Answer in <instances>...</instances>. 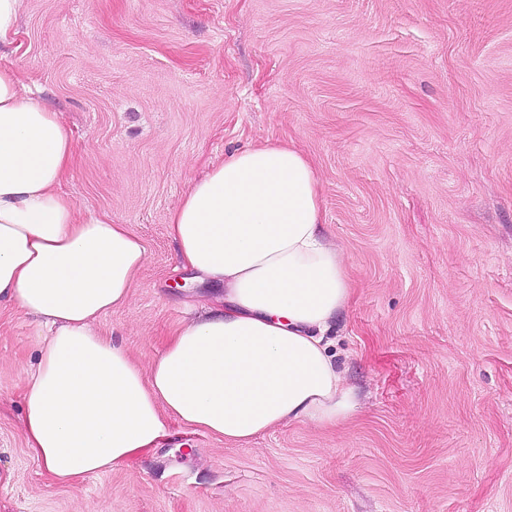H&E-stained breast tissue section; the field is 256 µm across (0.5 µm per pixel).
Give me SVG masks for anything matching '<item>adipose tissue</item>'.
<instances>
[{"label":"adipose tissue","instance_id":"adipose-tissue-1","mask_svg":"<svg viewBox=\"0 0 512 512\" xmlns=\"http://www.w3.org/2000/svg\"><path fill=\"white\" fill-rule=\"evenodd\" d=\"M74 154L61 114L1 65L0 301L41 327L24 431L53 482L130 466L174 423L241 444L294 421L333 426L351 415L356 398L328 338L350 277L326 239L305 154L257 145L191 181L168 232L208 292L146 371L94 328L129 301L146 248L129 225L61 191Z\"/></svg>","mask_w":512,"mask_h":512}]
</instances>
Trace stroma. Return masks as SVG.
<instances>
[{"label": "stroma", "mask_w": 512, "mask_h": 512, "mask_svg": "<svg viewBox=\"0 0 512 512\" xmlns=\"http://www.w3.org/2000/svg\"><path fill=\"white\" fill-rule=\"evenodd\" d=\"M12 61L61 112V189L147 251L97 323L148 369L199 290L168 215L227 153L312 161L355 285L333 428L178 424L63 486L22 428L38 326L0 304V512H512V0H21Z\"/></svg>", "instance_id": "obj_1"}]
</instances>
